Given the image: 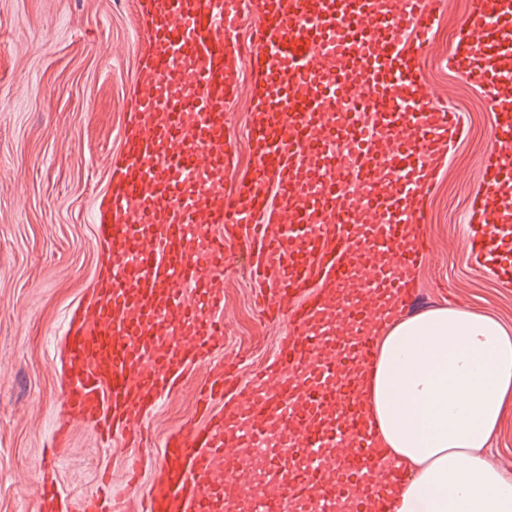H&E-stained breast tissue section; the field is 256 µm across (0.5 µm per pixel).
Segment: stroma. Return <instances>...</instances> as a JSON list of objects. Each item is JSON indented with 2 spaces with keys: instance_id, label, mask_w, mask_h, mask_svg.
Masks as SVG:
<instances>
[{
  "instance_id": "35a3bbf8",
  "label": "stroma",
  "mask_w": 512,
  "mask_h": 512,
  "mask_svg": "<svg viewBox=\"0 0 512 512\" xmlns=\"http://www.w3.org/2000/svg\"><path fill=\"white\" fill-rule=\"evenodd\" d=\"M143 44L132 0H0V512H40L36 475L54 429L68 423L55 464L61 491L77 500L95 491L103 467L120 482L127 459L143 458L153 478L166 436L196 409L202 371L188 373L148 421L150 447L105 446L90 428L69 421L60 400L57 343L70 310L85 303L102 250L91 224L106 188L108 159L122 145L127 101ZM423 55L424 76L460 110L470 133L451 155L421 226L433 247L417 270L423 310L456 306L499 319L512 333V289L466 257L461 219L490 143L491 117L481 95ZM239 107L228 109L233 194L253 159L246 129L253 101L251 70L237 78ZM224 361L245 381L274 360L287 322L272 324L255 302L242 262L224 275Z\"/></svg>"
}]
</instances>
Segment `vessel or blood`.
I'll list each match as a JSON object with an SVG mask.
<instances>
[{"label": "vessel or blood", "mask_w": 512, "mask_h": 512, "mask_svg": "<svg viewBox=\"0 0 512 512\" xmlns=\"http://www.w3.org/2000/svg\"><path fill=\"white\" fill-rule=\"evenodd\" d=\"M255 0L251 173L224 195L232 145L224 105L236 92L245 19L240 0H136L146 60L128 101L124 146L110 158L92 222L107 263L67 323L61 396L73 420L136 446L190 366L205 367L201 414L163 444L146 495L104 474L95 493L61 508L39 484L43 512H391L368 482L386 466L358 388L373 357L370 327L406 305L409 275L432 246L411 238L437 175L467 125L425 82L440 0ZM483 94L488 148L464 220L471 261L512 288V0H475L445 56ZM378 110L379 136L340 90ZM338 140L341 156L322 159ZM244 255L263 311L290 328L269 371L224 394L221 286ZM266 443L264 476L237 475L246 447Z\"/></svg>", "instance_id": "vessel-or-blood-1"}]
</instances>
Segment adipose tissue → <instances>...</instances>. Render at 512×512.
<instances>
[{"instance_id": "adipose-tissue-1", "label": "adipose tissue", "mask_w": 512, "mask_h": 512, "mask_svg": "<svg viewBox=\"0 0 512 512\" xmlns=\"http://www.w3.org/2000/svg\"><path fill=\"white\" fill-rule=\"evenodd\" d=\"M373 334L368 416L384 458L409 471L393 512H512V476L487 451L512 398V337L456 307L397 315Z\"/></svg>"}]
</instances>
